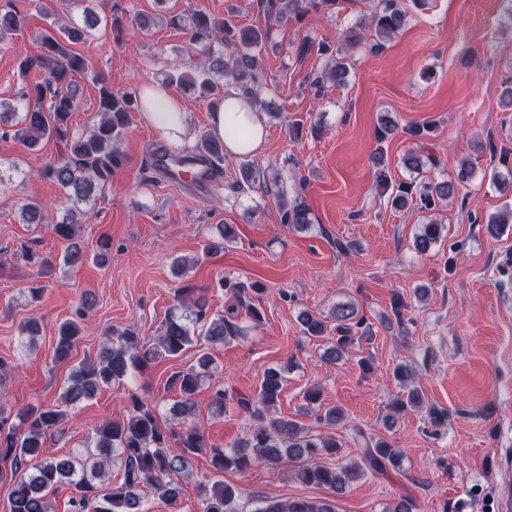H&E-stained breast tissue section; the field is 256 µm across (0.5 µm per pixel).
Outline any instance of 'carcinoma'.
Wrapping results in <instances>:
<instances>
[{"mask_svg": "<svg viewBox=\"0 0 512 512\" xmlns=\"http://www.w3.org/2000/svg\"><path fill=\"white\" fill-rule=\"evenodd\" d=\"M262 4L268 19L280 23L290 17L297 19L310 10H328L336 5V0H262ZM379 4V9L347 30L348 48L352 49L373 36L378 42L372 44L371 49L378 51L382 48L380 40L390 39L403 29L407 13L400 6V0H379ZM97 22L91 8L86 7L84 26L55 22L41 32L38 37L40 52L23 57L19 61V70L24 75L41 70L45 73L44 79L28 86L23 112L0 106V125L10 126L8 130L0 131V138H10L29 150L51 137L65 144L66 154L61 161L43 168L40 176L56 183L76 203L91 201L95 189L122 167L124 157L119 145L128 128L130 114L139 110L138 96L116 94L102 79L99 122L87 135L76 137L71 134L69 119L76 110V77L88 70L86 57L77 52L74 45L85 41L87 31L95 28ZM131 22L142 31H149L154 26L152 16L147 14L138 15L131 21L112 16L108 26L115 42L122 40L123 32ZM28 23V15L19 10L0 11V43L21 34ZM186 33L188 45L198 53V60L188 69L174 66L166 74L167 83L195 94L212 109L234 93L248 98L256 110L264 109L261 53L268 44L270 28L241 27L229 19L199 11L191 15ZM218 42L234 45L236 50L226 56L215 49ZM349 65L348 55L336 53L328 70L313 81V86L321 87L327 82L344 85ZM396 128L389 115L380 116L376 128L378 142L387 140ZM434 132L435 125L431 122L417 123L408 129V134L417 140V148L403 157L405 168L418 172L426 162L433 161L426 150ZM196 150L212 163L224 159V142L212 136L202 137ZM373 164L377 168L379 185L391 191L394 207L403 208L413 200L424 212H432L441 203L453 199L474 170L472 161L464 159L454 181L400 182L394 187L385 168L383 151L374 154ZM266 193L277 198L283 223L295 229L310 224L309 209L304 202H288L284 190L277 184L266 188ZM52 230L57 237L69 242L67 263L74 266L82 262V251L76 243L80 232L77 211L68 210L61 221L52 225ZM442 231L440 224L421 225L414 238V250L419 254L428 253L441 238ZM234 242V230L224 224L218 229L217 236L207 240L203 252L215 254ZM225 286L241 299L246 315L255 324H260L263 320L261 310L242 301L243 286L231 282ZM191 292V288L179 289L175 310L170 312L162 333L152 343L141 342L138 333L130 328L117 333L114 338L106 337L98 358L82 362L72 370L60 404L29 407L19 413L18 427L6 432L0 428V463L10 465L14 478L11 512H50L48 497L64 483L75 490V497L70 502L74 512H143L144 488L171 503L177 502L181 479L191 472L195 456L208 448L205 436L188 423L202 382V372L193 366L179 372L175 378L182 400L174 410V425H161L158 408L131 392L126 414L119 420L106 419L94 429V451L89 456L49 457L42 448L46 436L66 422L70 409L95 396L101 388L120 386L134 373H142L162 360L176 358L203 341L225 344L241 336L235 310L231 309L206 324V303L200 299L191 300L188 297ZM86 311L84 304L77 318L59 325L55 361L63 362L71 356L81 333L80 320ZM330 317L336 321V339L330 341L324 359L335 364L359 339L363 318L358 316L353 303L336 305ZM199 324L202 325L200 330L197 329ZM299 324L301 333L309 339H320L326 334L327 321L320 313H301ZM394 379L403 390L392 404L394 412L419 408V392L410 387L413 383L411 370L398 366ZM283 385L282 371L270 368L253 396L236 398L237 405L249 414L255 425L240 446L231 450L211 449L210 465L217 480L204 487L200 512H239L237 500L240 493L224 484L219 476L229 470L245 473L259 462L272 468L291 465L302 482L338 494L361 475H384L399 468L401 454L393 445L384 439L369 437L361 430L355 432L360 461L340 467L326 465L322 459L336 455L341 447L336 439L311 435L293 419L270 417L281 398ZM304 400L313 407L318 419L331 425L342 422L341 410L326 406L317 386L312 385L306 390ZM116 451L124 460L125 476L123 482L112 484L105 480V468ZM255 512H334V509L324 501L298 499L269 501Z\"/></svg>", "mask_w": 512, "mask_h": 512, "instance_id": "1", "label": "carcinoma"}]
</instances>
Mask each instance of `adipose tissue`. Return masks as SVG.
I'll return each instance as SVG.
<instances>
[{
    "instance_id": "obj_1",
    "label": "adipose tissue",
    "mask_w": 512,
    "mask_h": 512,
    "mask_svg": "<svg viewBox=\"0 0 512 512\" xmlns=\"http://www.w3.org/2000/svg\"><path fill=\"white\" fill-rule=\"evenodd\" d=\"M143 100L142 121L159 129L171 146L185 148L192 139L193 117L186 112L181 99L155 84L145 87ZM210 133L223 141L225 154L232 157L258 154L266 140L262 113L233 95L211 113Z\"/></svg>"
}]
</instances>
